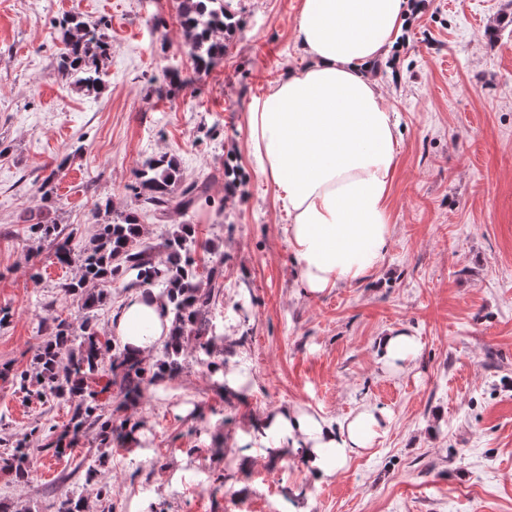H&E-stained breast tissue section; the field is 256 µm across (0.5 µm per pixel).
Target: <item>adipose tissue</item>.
Masks as SVG:
<instances>
[{
  "mask_svg": "<svg viewBox=\"0 0 512 512\" xmlns=\"http://www.w3.org/2000/svg\"><path fill=\"white\" fill-rule=\"evenodd\" d=\"M404 14L405 0H301L297 42L307 63L247 114L250 156L288 216L285 232L305 293L366 280L388 251L398 131L368 71L396 41ZM170 326L163 300L141 287L124 298L110 332L146 356L167 340ZM419 348L403 328L378 342L393 372L406 370ZM389 421L371 406L338 422L285 406L254 417L239 445L248 458L301 453L306 474L322 483L373 448Z\"/></svg>",
  "mask_w": 512,
  "mask_h": 512,
  "instance_id": "obj_1",
  "label": "adipose tissue"
}]
</instances>
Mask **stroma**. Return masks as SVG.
Instances as JSON below:
<instances>
[{"label": "stroma", "mask_w": 512, "mask_h": 512, "mask_svg": "<svg viewBox=\"0 0 512 512\" xmlns=\"http://www.w3.org/2000/svg\"><path fill=\"white\" fill-rule=\"evenodd\" d=\"M300 0H231L224 57L196 70L176 0H0V368L27 369L55 318L83 313L32 233L59 224L74 250L111 200L137 213L143 241L194 225L224 257L212 310L225 363L250 378L232 398L205 367L153 386L139 406L112 397L103 414L143 421L140 445L98 463L95 430L59 455L47 449L28 482L0 478L13 512H45L84 495L86 512H512V0H427L370 69L398 122L391 243L364 282L309 295L297 284L287 215L248 154L251 102L306 61ZM80 15L112 45L106 89L77 90L54 70L55 25ZM186 84L172 89L171 73ZM174 158L207 201L154 220L133 185L148 158ZM53 176L43 201L41 183ZM403 327L420 340L411 368L386 372L376 343ZM300 405L333 419L362 405L389 410L374 448L313 485L297 457L237 461V438L267 408ZM73 406L0 378V442L63 429ZM94 466V484L85 470ZM108 497L97 498L95 487Z\"/></svg>", "instance_id": "obj_1"}]
</instances>
